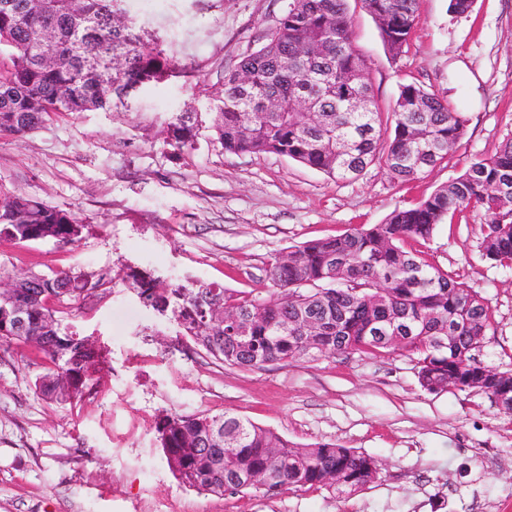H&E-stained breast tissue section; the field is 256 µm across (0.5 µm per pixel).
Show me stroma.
I'll list each match as a JSON object with an SVG mask.
<instances>
[{"label":"stroma","mask_w":512,"mask_h":512,"mask_svg":"<svg viewBox=\"0 0 512 512\" xmlns=\"http://www.w3.org/2000/svg\"><path fill=\"white\" fill-rule=\"evenodd\" d=\"M287 0H126L176 67L140 90L126 112L52 116L17 140L0 138V189L77 215L79 248L0 239V277L114 273L110 289L58 304L107 348L97 391L60 408L33 390L44 361L29 346L0 358V512H512V416L486 395L423 390L408 354L352 353L241 370L214 363L118 280L127 268L230 290L256 288L270 257L306 241L379 224L457 177L512 137V0H419V22L398 55L373 17L348 0L355 44L381 112L403 83L444 96L466 121L447 160L407 183L371 166L339 181L277 154H230L200 138L184 157L164 130L178 114L209 125L225 67L274 28ZM482 213L439 226L428 260L488 299L475 357L512 370V270L481 258ZM232 411L298 444L334 442L377 462L349 495L284 488L211 494L183 486L163 458L164 415Z\"/></svg>","instance_id":"35a3bbf8"}]
</instances>
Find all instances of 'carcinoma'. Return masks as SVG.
I'll use <instances>...</instances> for the list:
<instances>
[{
  "mask_svg": "<svg viewBox=\"0 0 512 512\" xmlns=\"http://www.w3.org/2000/svg\"><path fill=\"white\" fill-rule=\"evenodd\" d=\"M124 2L0 0V138L22 139L56 114L127 108L143 85L175 74L159 44L144 40ZM361 2L386 49L401 53L419 21L417 0ZM45 35L56 47L51 61L41 52ZM366 69L348 0H288L261 45L224 70L209 137L226 153H273L338 180L379 165L398 182L413 181L448 157L466 121L439 93L403 83L392 107L393 132L384 136ZM300 95L309 99L311 114L295 109ZM201 129L191 114H179L167 126L166 144L175 155L187 154ZM471 208L484 214L481 257L512 269V138L380 224L291 247L286 264L271 257L265 287L274 297L193 278L167 284L133 272L123 281L222 365L253 370L381 354L395 349L392 337L403 336L402 350L415 362L422 389L445 392L451 380L512 415V371L484 366L473 354L490 323L488 300L409 246L428 241L439 225ZM83 230L73 213L0 191V239H51L75 249ZM106 284L112 280L58 270L0 288V353L20 343L43 353L34 387L49 404L81 401L107 368L106 350L64 322L53 302ZM157 432L179 483L213 494L274 496L286 486L346 494L377 474L376 461L363 452L336 443L298 446L227 410L167 415Z\"/></svg>",
  "mask_w": 512,
  "mask_h": 512,
  "instance_id": "carcinoma-1",
  "label": "carcinoma"
}]
</instances>
